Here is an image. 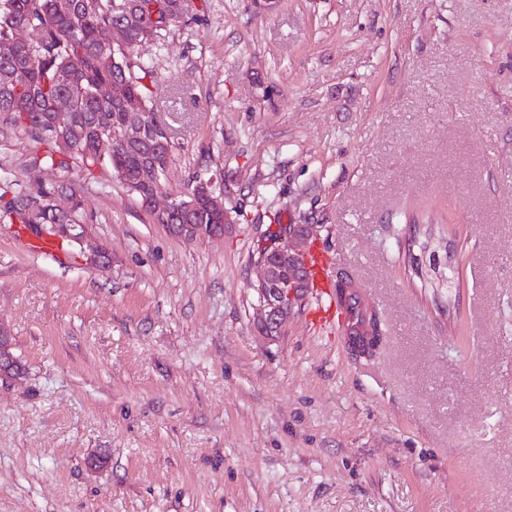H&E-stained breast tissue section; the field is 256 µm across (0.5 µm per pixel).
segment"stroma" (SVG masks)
Instances as JSON below:
<instances>
[{"instance_id":"1","label":"stroma","mask_w":512,"mask_h":512,"mask_svg":"<svg viewBox=\"0 0 512 512\" xmlns=\"http://www.w3.org/2000/svg\"><path fill=\"white\" fill-rule=\"evenodd\" d=\"M138 55L164 195L216 173L233 222L180 239L0 135V193L79 209L49 254L0 222V512H512V0H190ZM412 209L452 234L408 262ZM280 224L314 226L372 354L311 294L264 334Z\"/></svg>"}]
</instances>
